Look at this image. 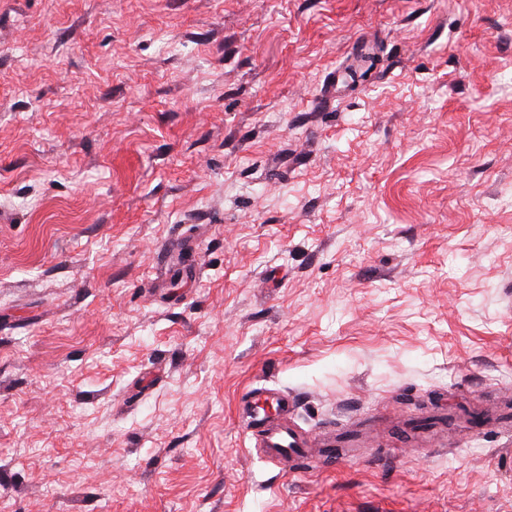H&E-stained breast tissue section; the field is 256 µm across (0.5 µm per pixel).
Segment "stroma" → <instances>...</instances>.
<instances>
[{
    "label": "stroma",
    "instance_id": "obj_1",
    "mask_svg": "<svg viewBox=\"0 0 512 512\" xmlns=\"http://www.w3.org/2000/svg\"><path fill=\"white\" fill-rule=\"evenodd\" d=\"M286 389L292 474L236 418ZM512 0H0L10 512H512Z\"/></svg>",
    "mask_w": 512,
    "mask_h": 512
}]
</instances>
